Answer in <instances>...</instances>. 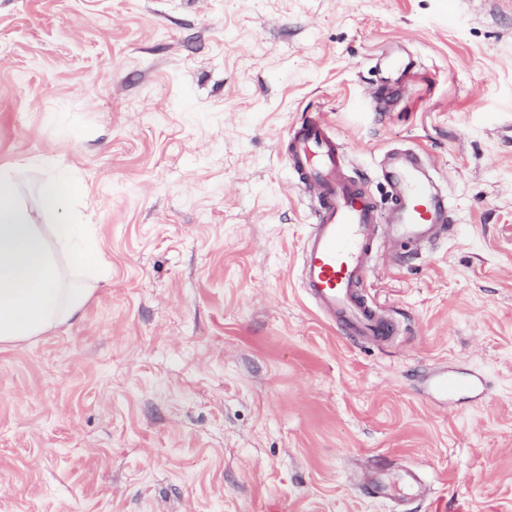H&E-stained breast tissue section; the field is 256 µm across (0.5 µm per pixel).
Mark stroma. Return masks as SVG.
<instances>
[{
	"mask_svg": "<svg viewBox=\"0 0 512 512\" xmlns=\"http://www.w3.org/2000/svg\"><path fill=\"white\" fill-rule=\"evenodd\" d=\"M310 114L377 202L393 149L451 202L374 262L390 345L301 288ZM1 167L28 198L70 170L109 274L0 346V512H512V0H0ZM364 465L432 493L368 498Z\"/></svg>",
	"mask_w": 512,
	"mask_h": 512,
	"instance_id": "obj_1",
	"label": "stroma"
}]
</instances>
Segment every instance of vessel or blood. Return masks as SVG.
Returning a JSON list of instances; mask_svg holds the SVG:
<instances>
[{
    "mask_svg": "<svg viewBox=\"0 0 512 512\" xmlns=\"http://www.w3.org/2000/svg\"><path fill=\"white\" fill-rule=\"evenodd\" d=\"M287 142L288 166L314 200V222L299 257L307 298L350 341L393 342L399 334L398 324L370 301L365 289L380 225L377 203L362 181L348 175V156L320 116L306 117L293 126ZM383 177L390 188L388 206L396 219L398 238L418 241L442 228L447 200L422 178L417 158L393 159ZM358 486L378 499L394 498L399 491L409 498L429 493L419 468L408 465L400 467L393 482L363 469Z\"/></svg>",
    "mask_w": 512,
    "mask_h": 512,
    "instance_id": "1",
    "label": "vessel or blood"
}]
</instances>
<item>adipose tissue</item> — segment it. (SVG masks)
Returning a JSON list of instances; mask_svg holds the SVG:
<instances>
[{
  "label": "adipose tissue",
  "mask_w": 512,
  "mask_h": 512,
  "mask_svg": "<svg viewBox=\"0 0 512 512\" xmlns=\"http://www.w3.org/2000/svg\"><path fill=\"white\" fill-rule=\"evenodd\" d=\"M78 191L62 169L40 185L31 204L16 175L0 170V344L30 341L70 322L104 277L90 226L75 215L51 223Z\"/></svg>",
  "instance_id": "1"
}]
</instances>
